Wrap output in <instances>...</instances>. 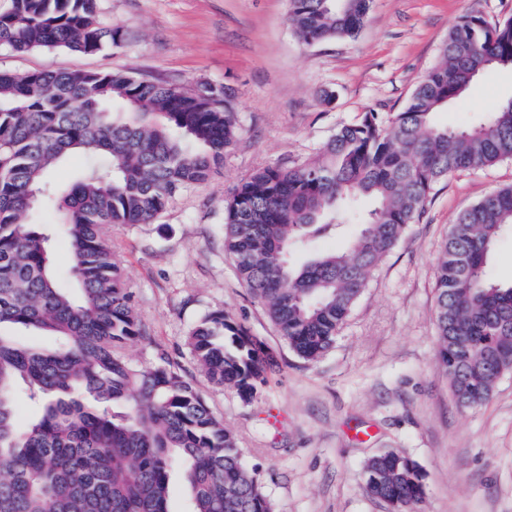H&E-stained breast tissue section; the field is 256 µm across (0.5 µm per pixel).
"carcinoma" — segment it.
<instances>
[{"label": "carcinoma", "instance_id": "obj_1", "mask_svg": "<svg viewBox=\"0 0 512 512\" xmlns=\"http://www.w3.org/2000/svg\"><path fill=\"white\" fill-rule=\"evenodd\" d=\"M369 0H289L288 21L307 45L353 37ZM97 0H11L0 48L90 54L116 46ZM512 68V20L465 16L406 106L343 125L313 158L254 170L224 199V253L290 350L314 362L333 346L371 272L419 218L434 186L512 158V98L477 124L439 126L434 114L472 80ZM238 135L224 92L179 91L126 73L0 71V512H168L182 472L190 512H274L257 470L204 395L165 352L140 366L126 347L145 340L114 224H147L186 188L208 181ZM89 167L64 190L48 180L71 153ZM372 203L354 239L348 204ZM50 203L57 221L33 222ZM68 240L70 285L53 260ZM512 228V185L461 211L436 261L435 324L456 402L475 408L512 371V281L490 275L491 253ZM309 252L302 264L290 251ZM60 338L53 348L18 332ZM186 347L201 376L249 403L277 366L273 354L222 310L202 316ZM23 387L39 416L17 420ZM369 495L414 512L424 474L395 449L364 464Z\"/></svg>", "mask_w": 512, "mask_h": 512}]
</instances>
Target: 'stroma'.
I'll return each instance as SVG.
<instances>
[{
  "mask_svg": "<svg viewBox=\"0 0 512 512\" xmlns=\"http://www.w3.org/2000/svg\"><path fill=\"white\" fill-rule=\"evenodd\" d=\"M512 19V0H373L351 40L313 46L288 23V0H98L118 46L96 54L0 48V69L123 71L178 89L226 90L239 136L224 165L182 193L149 224H117L112 242L147 341L128 356L200 376L185 342L194 323L221 309L258 336L277 366L251 403L233 388L203 393L258 468L276 512H390L364 490L365 458L395 448L425 474L420 512H512V373L491 398L460 408L436 346L435 265L457 214L512 185V160L461 171L432 190L400 243L319 360L298 358L238 280L224 254V199L254 169L312 158L364 113L389 122L438 60L466 15ZM334 91L324 102V91ZM512 98V69L477 76L465 96L436 113L465 127Z\"/></svg>",
  "mask_w": 512,
  "mask_h": 512,
  "instance_id": "stroma-1",
  "label": "stroma"
}]
</instances>
